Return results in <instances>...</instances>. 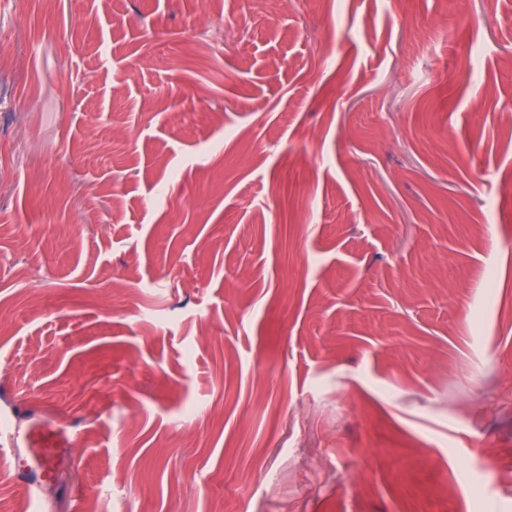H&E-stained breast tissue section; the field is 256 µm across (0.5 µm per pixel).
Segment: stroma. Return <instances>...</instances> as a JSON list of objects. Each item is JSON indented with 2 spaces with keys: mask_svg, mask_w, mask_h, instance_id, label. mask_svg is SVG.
<instances>
[{
  "mask_svg": "<svg viewBox=\"0 0 512 512\" xmlns=\"http://www.w3.org/2000/svg\"><path fill=\"white\" fill-rule=\"evenodd\" d=\"M510 14L0 0V512H512ZM65 444H52L51 448H38L39 467L43 472L55 470L66 456L71 452V448Z\"/></svg>",
  "mask_w": 512,
  "mask_h": 512,
  "instance_id": "35a3bbf8",
  "label": "stroma"
}]
</instances>
